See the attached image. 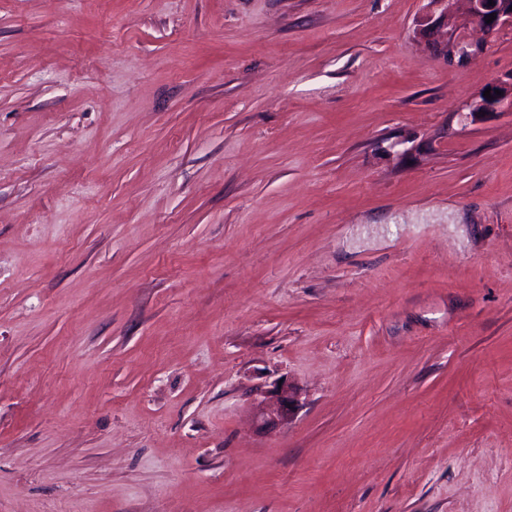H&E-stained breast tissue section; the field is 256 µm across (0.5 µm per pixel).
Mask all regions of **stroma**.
Masks as SVG:
<instances>
[{
  "label": "stroma",
  "instance_id": "obj_1",
  "mask_svg": "<svg viewBox=\"0 0 512 512\" xmlns=\"http://www.w3.org/2000/svg\"><path fill=\"white\" fill-rule=\"evenodd\" d=\"M440 11L0 0V512H512V29ZM492 99L482 95L479 100L469 105V114L475 116L482 112H493L507 107L512 110V78L509 80H497L490 85ZM495 90H500L501 95H496ZM296 394L288 382H281L269 392H263L256 401V424L261 430H270L293 418L297 407Z\"/></svg>",
  "mask_w": 512,
  "mask_h": 512
}]
</instances>
